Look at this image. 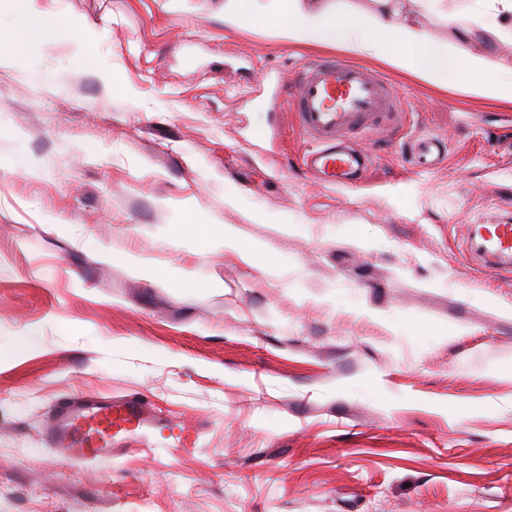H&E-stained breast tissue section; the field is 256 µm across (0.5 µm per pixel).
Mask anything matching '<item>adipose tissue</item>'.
I'll return each instance as SVG.
<instances>
[{"label": "adipose tissue", "mask_w": 512, "mask_h": 512, "mask_svg": "<svg viewBox=\"0 0 512 512\" xmlns=\"http://www.w3.org/2000/svg\"><path fill=\"white\" fill-rule=\"evenodd\" d=\"M426 12L448 17L463 41L485 32L512 39V0H491V11L465 20L449 14L448 0H418ZM224 22L267 29L288 44H309L366 53L381 63L431 86L457 76L459 89L512 106V67L486 54L440 53L420 25L406 17L400 0H372L367 11L330 7L321 0H225Z\"/></svg>", "instance_id": "1"}]
</instances>
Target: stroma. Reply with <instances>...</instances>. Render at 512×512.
<instances>
[{
    "label": "stroma",
    "instance_id": "1",
    "mask_svg": "<svg viewBox=\"0 0 512 512\" xmlns=\"http://www.w3.org/2000/svg\"><path fill=\"white\" fill-rule=\"evenodd\" d=\"M36 7L95 40L78 62L35 24L21 50L0 11V512H512V273L461 243L512 223V107L352 55L403 107L363 181L326 186L270 104L321 47L225 25L224 0ZM402 10L512 65V40ZM76 395L154 423L69 460L42 433ZM446 143L436 137L422 136L414 143V151L419 158L420 167L429 170L435 167L444 156Z\"/></svg>",
    "mask_w": 512,
    "mask_h": 512
}]
</instances>
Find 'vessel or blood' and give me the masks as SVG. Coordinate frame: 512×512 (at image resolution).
<instances>
[{"mask_svg": "<svg viewBox=\"0 0 512 512\" xmlns=\"http://www.w3.org/2000/svg\"><path fill=\"white\" fill-rule=\"evenodd\" d=\"M285 102L298 128L316 145L305 155V166L338 187L360 181L371 163L363 140L400 109L380 75L336 56L310 59ZM446 149L445 142L436 137L423 136L414 143L419 164L426 170L440 162ZM462 243L481 267L512 272V224L467 225ZM147 421L146 406L139 401L66 400L58 407L47 440L74 459L108 460L112 428Z\"/></svg>", "mask_w": 512, "mask_h": 512, "instance_id": "b4317fda", "label": "vessel or blood"}]
</instances>
